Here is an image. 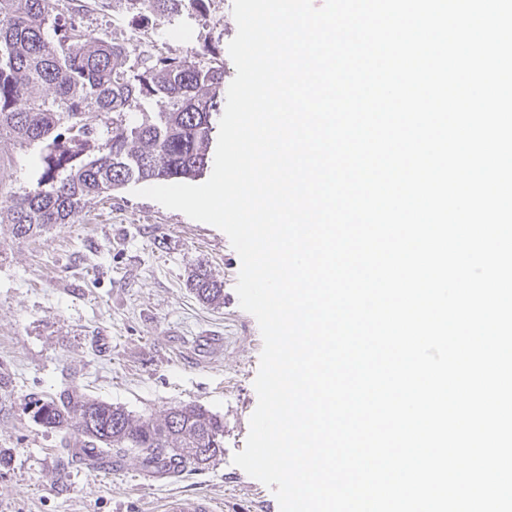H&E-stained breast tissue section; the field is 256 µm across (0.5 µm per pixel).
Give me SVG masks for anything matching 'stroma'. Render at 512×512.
Instances as JSON below:
<instances>
[{
	"mask_svg": "<svg viewBox=\"0 0 512 512\" xmlns=\"http://www.w3.org/2000/svg\"><path fill=\"white\" fill-rule=\"evenodd\" d=\"M232 4L206 0L196 20L154 14L136 32L127 0H92L78 20L152 54L209 42L229 69ZM35 157L0 140V201L36 181ZM136 188L113 190L79 221L32 240L0 230V512H159L172 493L210 497L222 512H280L273 491L232 462L257 406L263 347L235 292L239 256L220 229ZM200 264L223 282V304H203L189 288ZM68 388L136 416L201 405L224 419V454L177 476L149 475L131 456L101 470L69 464L74 435L35 422L27 408L31 395Z\"/></svg>",
	"mask_w": 512,
	"mask_h": 512,
	"instance_id": "35a3bbf8",
	"label": "stroma"
}]
</instances>
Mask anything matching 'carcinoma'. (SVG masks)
I'll return each mask as SVG.
<instances>
[{"instance_id":"1","label":"carcinoma","mask_w":512,"mask_h":512,"mask_svg":"<svg viewBox=\"0 0 512 512\" xmlns=\"http://www.w3.org/2000/svg\"><path fill=\"white\" fill-rule=\"evenodd\" d=\"M191 17L204 0H140ZM160 105L157 112L152 104ZM224 112V62L206 45L185 54L134 55L76 22L70 0H0V138L39 148L40 177L0 205L16 240L73 224L90 201L139 181L193 180L208 167ZM199 300L224 299L206 266L191 270ZM34 421L79 437L81 459L133 454L148 473L206 468L224 452V419L198 405L141 418L75 389L32 396Z\"/></svg>"}]
</instances>
